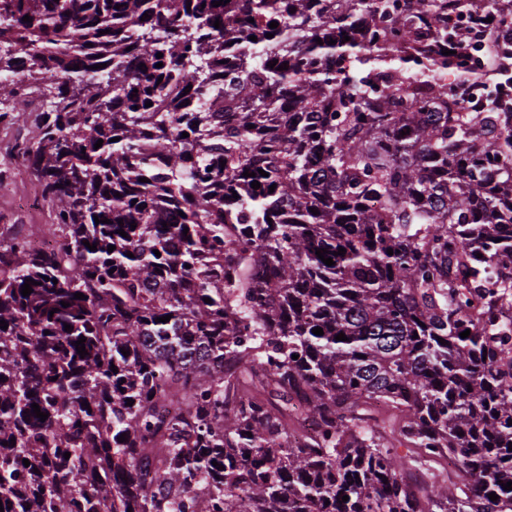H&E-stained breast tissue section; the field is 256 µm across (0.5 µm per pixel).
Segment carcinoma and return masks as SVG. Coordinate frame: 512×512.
Segmentation results:
<instances>
[{
    "instance_id": "obj_1",
    "label": "carcinoma",
    "mask_w": 512,
    "mask_h": 512,
    "mask_svg": "<svg viewBox=\"0 0 512 512\" xmlns=\"http://www.w3.org/2000/svg\"><path fill=\"white\" fill-rule=\"evenodd\" d=\"M212 2L0 0L58 238L0 235L4 512H512V100L413 76L488 0Z\"/></svg>"
}]
</instances>
